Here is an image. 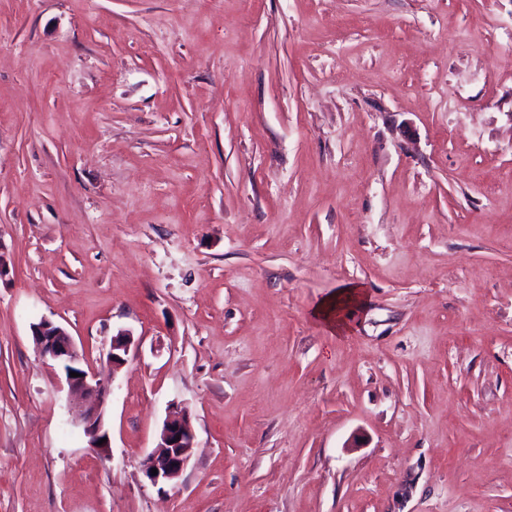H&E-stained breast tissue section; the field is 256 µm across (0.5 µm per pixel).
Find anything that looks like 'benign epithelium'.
I'll return each mask as SVG.
<instances>
[{
	"mask_svg": "<svg viewBox=\"0 0 512 512\" xmlns=\"http://www.w3.org/2000/svg\"><path fill=\"white\" fill-rule=\"evenodd\" d=\"M32 336L43 357L55 362L63 371L68 389L82 397L85 402L72 411L75 423L82 427L89 447L101 451L109 448V442L98 444L107 437L104 431V413L107 388L96 374L82 367V355L70 334L60 324L46 317L31 325ZM133 334L120 330L112 336L108 359L112 368L125 364ZM78 376L72 377L70 373ZM194 433L187 415L177 409L169 412L160 432L157 449L143 461V473L154 486L166 485L177 479L187 467L194 448ZM157 469L152 474L151 469Z\"/></svg>",
	"mask_w": 512,
	"mask_h": 512,
	"instance_id": "1",
	"label": "benign epithelium"
}]
</instances>
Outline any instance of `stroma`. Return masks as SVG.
Wrapping results in <instances>:
<instances>
[{
	"label": "stroma",
	"instance_id": "1",
	"mask_svg": "<svg viewBox=\"0 0 512 512\" xmlns=\"http://www.w3.org/2000/svg\"><path fill=\"white\" fill-rule=\"evenodd\" d=\"M0 259V512H512V0H0ZM365 297L366 293L359 286H343L315 305L314 316L329 329L341 333L345 328L344 311L350 306L362 304ZM31 332L43 357L62 369L68 389L84 397L86 402L75 406L72 415L75 423L82 427L89 447L105 451L109 448V438L104 431V409L108 395L106 386L96 374L82 367V355L60 324L44 317L31 325ZM70 372L82 374V377H71ZM103 438H107V441L98 445ZM133 334L129 330H119L112 336L108 359L112 363V370L125 364ZM177 409L173 408L164 421L157 449L143 461L144 476L154 486L177 479L191 459L195 436L189 418ZM152 468L158 470L157 475H152Z\"/></svg>",
	"mask_w": 512,
	"mask_h": 512
}]
</instances>
